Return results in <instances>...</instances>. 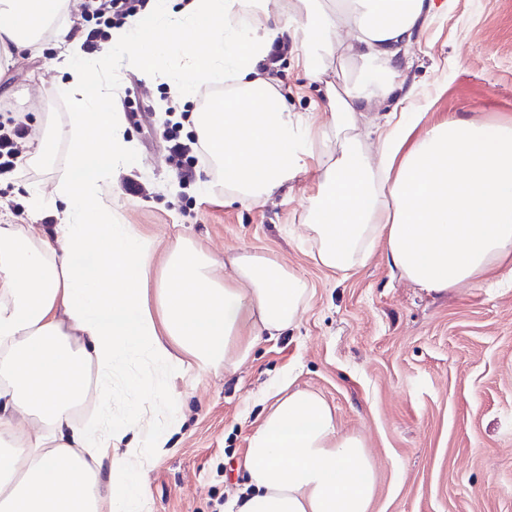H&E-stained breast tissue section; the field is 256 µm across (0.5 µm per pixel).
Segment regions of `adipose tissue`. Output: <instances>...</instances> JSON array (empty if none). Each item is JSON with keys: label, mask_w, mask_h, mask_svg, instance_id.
<instances>
[{"label": "adipose tissue", "mask_w": 512, "mask_h": 512, "mask_svg": "<svg viewBox=\"0 0 512 512\" xmlns=\"http://www.w3.org/2000/svg\"><path fill=\"white\" fill-rule=\"evenodd\" d=\"M272 0H169L112 29L108 50L63 60L69 73L74 157L51 197L59 224L0 225V512H145L149 448L165 432L143 410L122 426L71 414L88 393L104 396L112 372L145 356L164 376L129 377L153 402L174 409L166 378L181 361L170 336L198 371L238 369L263 333L295 325L308 286L277 259L241 247L223 261L185 242L162 246L117 223L102 195L105 177L133 164L118 131L119 90L98 74L125 51L147 73L160 51L183 62L166 75L174 96L234 82V94L197 113L200 143L218 165L232 200L262 205L308 166L317 176L305 203L306 228L324 267L347 272L383 243L390 268L441 295L512 271V123L457 118L410 141L404 122L365 135L372 112L400 89L397 63L408 57L428 0H294L271 24ZM65 0H0V44L36 45ZM303 36L313 76L341 53L361 61L352 84L329 88L330 121L316 128L289 111L258 64L280 35ZM250 111L239 109L240 102ZM160 263L156 287L148 273ZM99 384L89 387L88 368ZM146 433L105 463L119 430ZM247 491L233 512H369L374 468L364 442L344 433L318 393L279 397L249 439Z\"/></svg>", "instance_id": "1"}]
</instances>
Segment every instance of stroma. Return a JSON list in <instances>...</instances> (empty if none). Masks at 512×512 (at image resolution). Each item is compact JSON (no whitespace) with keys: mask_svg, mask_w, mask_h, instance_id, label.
I'll list each match as a JSON object with an SVG mask.
<instances>
[{"mask_svg":"<svg viewBox=\"0 0 512 512\" xmlns=\"http://www.w3.org/2000/svg\"><path fill=\"white\" fill-rule=\"evenodd\" d=\"M439 9L418 30L401 74L410 100L389 97L375 118L415 112L414 136L453 118L512 119V0H436ZM308 44L289 41L272 66L290 111L328 124L327 86L356 76L353 62L334 58L314 79L304 67ZM60 39L35 49L0 46V102L26 116L35 148L17 171L0 178V224H55L44 202L30 210L26 190L51 193L73 161L68 138L47 137L48 125L71 123L68 75ZM161 58L154 74L130 59L110 80L119 88L141 79L147 89L135 112H122L121 133L137 162L104 184L121 224L165 245L185 239L223 257L240 246L277 257L310 285L300 321L261 336L232 374L223 366L198 372L189 353L170 379L179 425L146 471L151 512H227L245 489L249 438L277 391L310 389L334 408L341 429L363 438L375 472L369 512H512V287L471 283L433 296L392 271L382 245L341 275L315 260L304 228L311 175L288 192L251 206L224 200L210 163L184 180L165 150L181 115L194 131L197 99L169 93Z\"/></svg>","mask_w":512,"mask_h":512,"instance_id":"1","label":"stroma"}]
</instances>
